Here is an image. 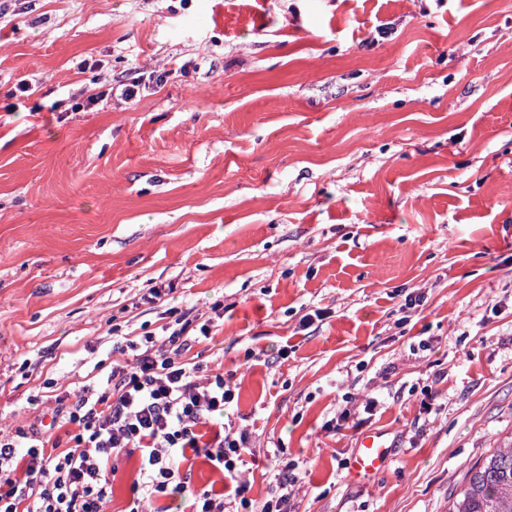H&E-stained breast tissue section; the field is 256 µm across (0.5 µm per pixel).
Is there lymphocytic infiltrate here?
Instances as JSON below:
<instances>
[{
  "label": "lymphocytic infiltrate",
  "mask_w": 512,
  "mask_h": 512,
  "mask_svg": "<svg viewBox=\"0 0 512 512\" xmlns=\"http://www.w3.org/2000/svg\"><path fill=\"white\" fill-rule=\"evenodd\" d=\"M180 320L163 325L160 338L146 336L130 361L116 364L105 386L83 389L76 401L55 410L52 422L76 425L73 446L46 453L45 430L13 437L0 432V512H104L112 495L114 453L140 450L136 495L130 512L157 496L192 494L194 512H224V500L191 492L180 476L187 451H203L218 469L235 477L250 443L247 430L200 445L199 426L227 417L234 391L223 375L198 378L183 362L193 343L211 337L210 324L188 336Z\"/></svg>",
  "instance_id": "f902f5d3"
}]
</instances>
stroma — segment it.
<instances>
[{
    "instance_id": "stroma-1",
    "label": "stroma",
    "mask_w": 512,
    "mask_h": 512,
    "mask_svg": "<svg viewBox=\"0 0 512 512\" xmlns=\"http://www.w3.org/2000/svg\"><path fill=\"white\" fill-rule=\"evenodd\" d=\"M168 309L252 436L224 512L277 448L288 512H448L512 436V0H0V428ZM369 430L392 458L350 481Z\"/></svg>"
}]
</instances>
